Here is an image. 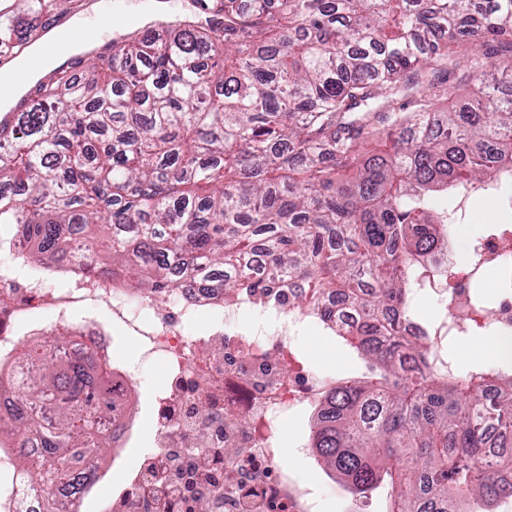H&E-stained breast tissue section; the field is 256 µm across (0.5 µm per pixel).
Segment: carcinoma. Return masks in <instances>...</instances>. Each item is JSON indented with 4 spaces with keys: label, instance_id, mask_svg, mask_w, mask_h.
Segmentation results:
<instances>
[{
    "label": "carcinoma",
    "instance_id": "cac0c4a2",
    "mask_svg": "<svg viewBox=\"0 0 512 512\" xmlns=\"http://www.w3.org/2000/svg\"><path fill=\"white\" fill-rule=\"evenodd\" d=\"M0 6V54L21 57L54 6ZM145 26L112 55L76 57L0 116V226L50 270L134 272L156 295L195 284L229 303L296 288L388 379L331 389L310 447L365 493L387 479L393 512H495L512 494V375L439 370L425 331L405 334L409 267L437 272L448 223L434 193L512 176V96L481 80L448 102V62L512 33V0H213ZM384 137L392 151L361 158ZM102 229L108 257L90 246ZM336 299V310L321 297ZM71 332L16 365L39 409L8 436L43 446L54 485L92 483L102 426L125 391L112 360L69 350Z\"/></svg>",
    "mask_w": 512,
    "mask_h": 512
}]
</instances>
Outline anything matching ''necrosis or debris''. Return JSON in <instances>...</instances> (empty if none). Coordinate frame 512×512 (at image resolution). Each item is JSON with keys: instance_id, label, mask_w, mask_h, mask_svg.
I'll use <instances>...</instances> for the list:
<instances>
[{"instance_id": "necrosis-or-debris-1", "label": "necrosis or debris", "mask_w": 512, "mask_h": 512, "mask_svg": "<svg viewBox=\"0 0 512 512\" xmlns=\"http://www.w3.org/2000/svg\"><path fill=\"white\" fill-rule=\"evenodd\" d=\"M28 246L0 240V256L15 272L0 277V360L10 361L18 332L38 339L71 327L81 347L108 355L113 331L133 339L141 358L160 360L162 378L150 387L155 434L126 485L107 499L106 512H319L313 490L279 465V418L321 396L326 383L312 377L292 349L293 336L319 319L292 302L286 288L269 301L242 298L225 305L207 288L185 287L170 302L151 290L127 303L119 282L75 272H28ZM495 269L496 297L489 308L471 301L473 284ZM66 289L51 285L52 277ZM444 319L428 329L434 351L449 337L492 328L512 334V225L498 224L481 239L463 275L453 277ZM107 309L111 325L96 316ZM251 314L248 332L229 331L228 322ZM205 329H197L201 316ZM237 454L222 464L225 450ZM42 480L38 452L18 467L10 446L0 447V512H43L27 487Z\"/></svg>"}]
</instances>
